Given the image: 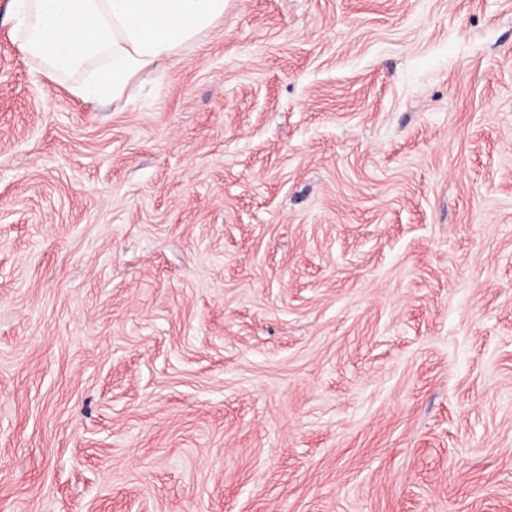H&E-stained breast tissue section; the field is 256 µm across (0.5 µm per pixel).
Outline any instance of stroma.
<instances>
[{"label":"stroma","mask_w":512,"mask_h":512,"mask_svg":"<svg viewBox=\"0 0 512 512\" xmlns=\"http://www.w3.org/2000/svg\"><path fill=\"white\" fill-rule=\"evenodd\" d=\"M0 0V512H512V0H228L93 112Z\"/></svg>","instance_id":"obj_1"}]
</instances>
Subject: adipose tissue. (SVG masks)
Listing matches in <instances>:
<instances>
[{
	"instance_id": "adipose-tissue-1",
	"label": "adipose tissue",
	"mask_w": 512,
	"mask_h": 512,
	"mask_svg": "<svg viewBox=\"0 0 512 512\" xmlns=\"http://www.w3.org/2000/svg\"><path fill=\"white\" fill-rule=\"evenodd\" d=\"M10 35L38 74L81 100L124 102L131 85L224 18L227 0H12Z\"/></svg>"
}]
</instances>
